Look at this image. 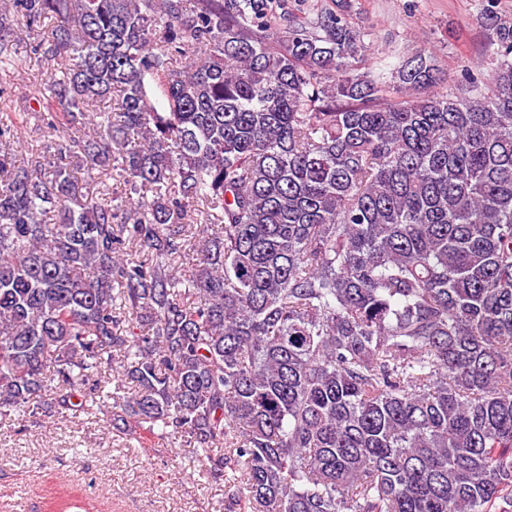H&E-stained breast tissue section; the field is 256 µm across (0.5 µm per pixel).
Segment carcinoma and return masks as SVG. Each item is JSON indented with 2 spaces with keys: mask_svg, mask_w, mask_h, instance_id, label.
I'll use <instances>...</instances> for the list:
<instances>
[{
  "mask_svg": "<svg viewBox=\"0 0 512 512\" xmlns=\"http://www.w3.org/2000/svg\"><path fill=\"white\" fill-rule=\"evenodd\" d=\"M493 4L491 80L444 95L430 53L361 71L367 33L318 3L0 0V72L18 21L54 71L31 110L124 187L87 202L70 167L15 162L24 120L0 119V418L111 399L193 439L250 512L512 506V21Z\"/></svg>",
  "mask_w": 512,
  "mask_h": 512,
  "instance_id": "obj_1",
  "label": "carcinoma"
}]
</instances>
